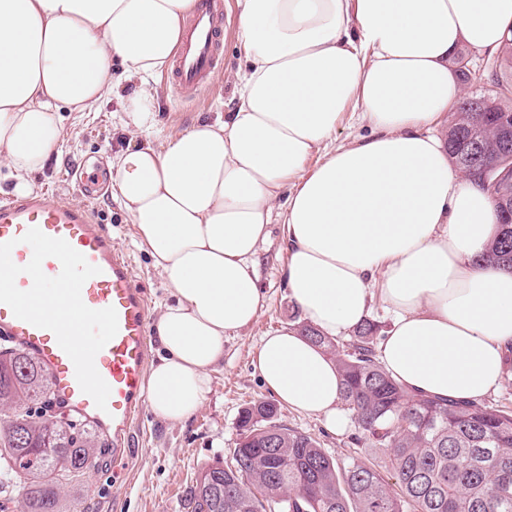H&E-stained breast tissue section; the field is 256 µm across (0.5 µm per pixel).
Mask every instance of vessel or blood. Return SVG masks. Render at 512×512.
Returning a JSON list of instances; mask_svg holds the SVG:
<instances>
[{"instance_id": "b4317fda", "label": "vessel or blood", "mask_w": 512, "mask_h": 512, "mask_svg": "<svg viewBox=\"0 0 512 512\" xmlns=\"http://www.w3.org/2000/svg\"><path fill=\"white\" fill-rule=\"evenodd\" d=\"M224 22L205 0L185 29L170 81L179 94L198 91L220 65ZM42 244L30 256L27 244ZM0 338L45 369L54 403L112 442L121 460L144 400L149 311L133 265L96 223L89 207H72L48 192L0 204ZM61 286L81 318L86 348L69 329L38 312L35 284Z\"/></svg>"}]
</instances>
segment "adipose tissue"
<instances>
[{"mask_svg": "<svg viewBox=\"0 0 512 512\" xmlns=\"http://www.w3.org/2000/svg\"><path fill=\"white\" fill-rule=\"evenodd\" d=\"M197 0H0V170L9 194L38 189L63 138L121 84L112 194L169 292L151 332L149 408L180 424L204 404L224 339L266 307L258 252L284 205L282 279L302 317L338 337L374 299L392 314L379 359L409 392L452 400L497 391L512 355V270L486 254L496 204L452 164L439 134L464 95L461 48L506 50L512 0H235L244 64L238 106L171 133L153 78ZM356 106L367 135L336 145ZM277 400L341 423L334 363L292 328L253 361Z\"/></svg>", "mask_w": 512, "mask_h": 512, "instance_id": "adipose-tissue-1", "label": "adipose tissue"}]
</instances>
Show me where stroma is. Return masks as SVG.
<instances>
[{"label": "stroma", "instance_id": "stroma-1", "mask_svg": "<svg viewBox=\"0 0 512 512\" xmlns=\"http://www.w3.org/2000/svg\"><path fill=\"white\" fill-rule=\"evenodd\" d=\"M226 33L220 52L224 70L199 97L182 99L156 76L159 128L155 142L174 129H186L199 121L215 119L235 104V88L224 73L236 69L239 52L235 39V0H221ZM122 102L113 96L91 112H64V141L39 175L42 190L56 191L72 205H87L112 241L131 259L136 281L146 292L150 314H157L165 297L162 280L149 257L137 245L135 228L118 200L111 183L100 184L93 196L81 189L80 168L108 171V160L127 142L121 130ZM270 240L260 252V285L268 306L250 327L225 337L224 362L212 374L211 393L186 423L169 425L154 417L148 406L136 412L128 441V453L114 464L112 451L99 449L94 466L78 482L61 490L67 512H185V494L199 471L214 460L228 458L238 439L237 420L243 408L270 399L271 394L253 366L265 334L289 326L300 314L294 309L281 279L285 254L281 226H269ZM288 427L316 437L337 461L367 456L384 466L387 456L377 448L357 445L354 424L332 430L324 418L282 408Z\"/></svg>", "mask_w": 512, "mask_h": 512}]
</instances>
